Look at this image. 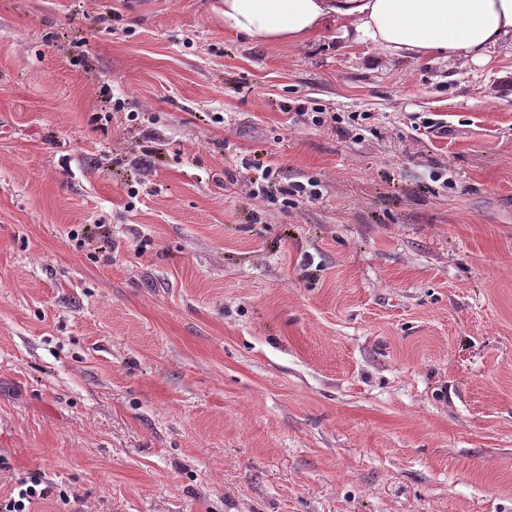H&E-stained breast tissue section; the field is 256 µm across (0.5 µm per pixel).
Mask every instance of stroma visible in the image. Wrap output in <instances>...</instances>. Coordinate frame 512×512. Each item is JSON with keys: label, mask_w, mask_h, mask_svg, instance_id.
<instances>
[{"label": "stroma", "mask_w": 512, "mask_h": 512, "mask_svg": "<svg viewBox=\"0 0 512 512\" xmlns=\"http://www.w3.org/2000/svg\"><path fill=\"white\" fill-rule=\"evenodd\" d=\"M214 2L0 0V496L512 512V53L258 46ZM257 172V177H248L244 179L242 185L249 190V193L258 198L264 195H271L274 191L277 190L280 194H284L289 198H285L286 203H293L297 201V198H306L308 200L318 199L322 195V191L319 188L320 185L317 182L308 181L307 185L297 182L292 185H288L287 188H282L279 186L277 188V182L275 177V171L271 168V166H265L264 168H255ZM14 483L15 487L9 497L3 501L0 498L1 512H28L27 504H31L36 497H48L51 493V487L44 483L37 473L15 478ZM15 490L17 493L13 495Z\"/></svg>", "instance_id": "1"}]
</instances>
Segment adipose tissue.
Here are the masks:
<instances>
[{"label": "adipose tissue", "instance_id": "ef3b65f1", "mask_svg": "<svg viewBox=\"0 0 512 512\" xmlns=\"http://www.w3.org/2000/svg\"><path fill=\"white\" fill-rule=\"evenodd\" d=\"M225 29L258 45L303 43L331 21L389 56L461 62L512 49V0H218Z\"/></svg>", "mask_w": 512, "mask_h": 512}]
</instances>
